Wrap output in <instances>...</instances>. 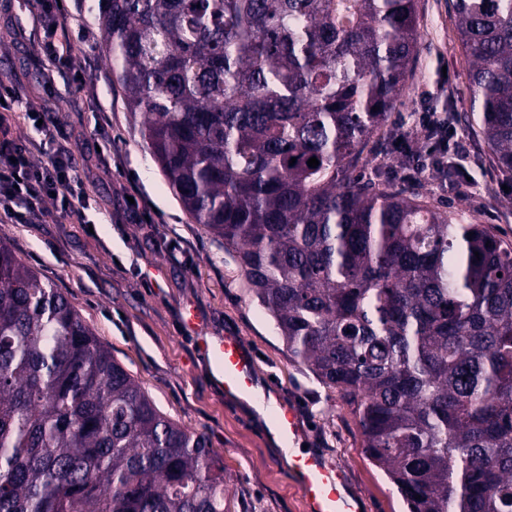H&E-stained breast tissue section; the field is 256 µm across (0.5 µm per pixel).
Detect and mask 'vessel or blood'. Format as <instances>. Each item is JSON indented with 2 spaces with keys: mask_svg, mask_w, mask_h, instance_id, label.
I'll list each match as a JSON object with an SVG mask.
<instances>
[{
  "mask_svg": "<svg viewBox=\"0 0 512 512\" xmlns=\"http://www.w3.org/2000/svg\"><path fill=\"white\" fill-rule=\"evenodd\" d=\"M184 324L194 334L198 348L210 364L211 383L223 389L225 400L269 401L263 433L268 440L287 448L291 457L289 473L304 500L306 512H362L360 496L344 469L308 449L309 430L296 405L277 399L276 386L263 381L256 359L246 350L241 337L206 335L192 310L187 312Z\"/></svg>",
  "mask_w": 512,
  "mask_h": 512,
  "instance_id": "obj_1",
  "label": "vessel or blood"
}]
</instances>
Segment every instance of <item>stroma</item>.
<instances>
[{
	"instance_id": "stroma-1",
	"label": "stroma",
	"mask_w": 512,
	"mask_h": 512,
	"mask_svg": "<svg viewBox=\"0 0 512 512\" xmlns=\"http://www.w3.org/2000/svg\"><path fill=\"white\" fill-rule=\"evenodd\" d=\"M68 23L86 26L74 38L71 59L96 84L93 99L61 77L41 50L36 0H0V82L61 130L90 195L83 218L42 224H1L0 238L15 255L60 288L113 357L139 382L167 418L205 434L216 466L224 470L230 512H303L301 497L283 465L285 451L268 442L247 405L224 400L212 387L208 362L182 326L191 307L210 334L234 330L258 356L259 370L275 378L284 399L295 400L316 447L340 463L366 504V512H404L385 476L362 449L355 419L335 393L291 361L269 318L253 301L234 257L194 224L127 112L123 95L100 50L97 0H70ZM421 39L415 75L387 126L401 134L418 107L424 85L447 76L446 106L463 112L469 99L467 62L457 38L451 0H418ZM465 153L439 189L435 174L412 180L394 155L371 145L359 174L386 181L406 195L492 227L512 246V177L489 162L481 137L454 121ZM131 186L146 202L148 219L129 213L121 199Z\"/></svg>"
}]
</instances>
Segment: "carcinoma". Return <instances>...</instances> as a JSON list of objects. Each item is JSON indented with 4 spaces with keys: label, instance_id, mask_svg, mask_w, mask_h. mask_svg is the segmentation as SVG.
Segmentation results:
<instances>
[{
    "label": "carcinoma",
    "instance_id": "1",
    "mask_svg": "<svg viewBox=\"0 0 512 512\" xmlns=\"http://www.w3.org/2000/svg\"><path fill=\"white\" fill-rule=\"evenodd\" d=\"M452 7L465 119L512 175V0ZM98 19L169 184L407 512H512V249L354 174L414 76L417 0H99ZM0 512H224L207 437L2 239Z\"/></svg>",
    "mask_w": 512,
    "mask_h": 512
}]
</instances>
